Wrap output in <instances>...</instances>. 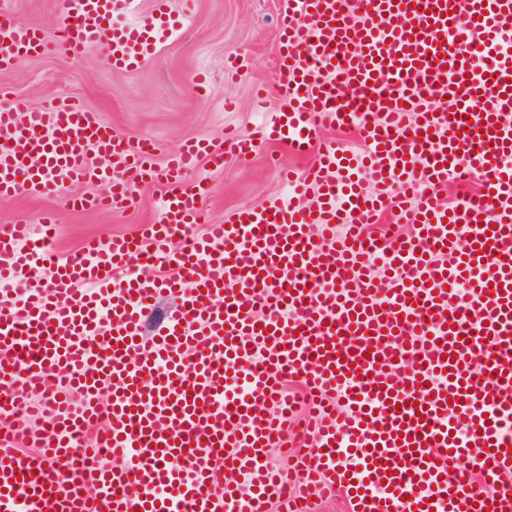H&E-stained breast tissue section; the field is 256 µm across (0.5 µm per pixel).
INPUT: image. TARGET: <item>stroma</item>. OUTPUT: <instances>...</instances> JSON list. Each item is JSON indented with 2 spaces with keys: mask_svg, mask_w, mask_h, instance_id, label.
<instances>
[{
  "mask_svg": "<svg viewBox=\"0 0 512 512\" xmlns=\"http://www.w3.org/2000/svg\"><path fill=\"white\" fill-rule=\"evenodd\" d=\"M174 12L190 10L188 28L161 47L140 69L116 73L103 63L99 49L74 59L50 49L35 59L20 60L0 75V90L38 105L48 99L77 97L99 112L107 123L131 139H148L155 146L157 168H164L180 143L190 138L220 139L225 129L250 133L262 120L253 103L257 86L268 90L270 109H278L283 95L276 72L279 48L277 16L280 0H170ZM19 22L53 30L58 0H6ZM248 59L249 74L235 82L224 79V58ZM210 75L207 90L193 85L195 71ZM306 171L313 157H298L287 143H265L246 158L226 157L222 168L200 163L195 175L205 179L208 193L202 202L207 221L220 222L242 208H261L285 198L271 160ZM161 183L140 187L136 205L111 210L74 212L60 209L51 194L35 192L16 199H0V225L24 215L37 219L59 209L55 228L57 254L79 247L90 237L107 239L134 234L160 218Z\"/></svg>",
  "mask_w": 512,
  "mask_h": 512,
  "instance_id": "obj_1",
  "label": "stroma"
}]
</instances>
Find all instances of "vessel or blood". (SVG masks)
<instances>
[{
	"mask_svg": "<svg viewBox=\"0 0 512 512\" xmlns=\"http://www.w3.org/2000/svg\"><path fill=\"white\" fill-rule=\"evenodd\" d=\"M189 20L170 0H60L48 32L0 10V72L52 41L135 70ZM279 31L281 108L161 171L79 101L0 94V198L126 207L163 183L157 223L62 256L55 211L0 226V512H301L339 492L349 512H512V0H282ZM336 126L364 153L314 148ZM266 141L317 155L279 168L291 202L196 233L187 173ZM456 180L476 192L450 206ZM387 210L407 237L369 232ZM288 376L312 406L297 434Z\"/></svg>",
	"mask_w": 512,
	"mask_h": 512,
	"instance_id": "vessel-or-blood-1",
	"label": "vessel or blood"
}]
</instances>
